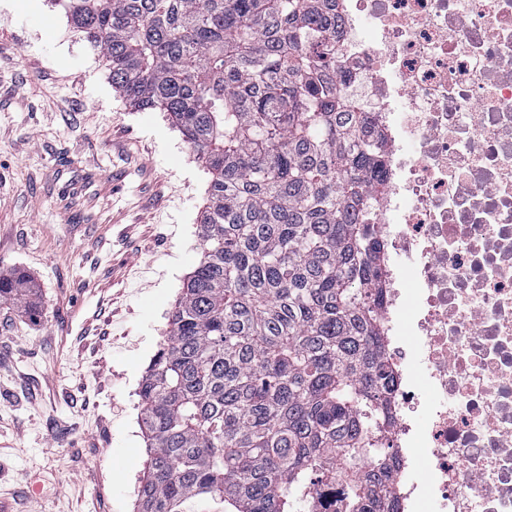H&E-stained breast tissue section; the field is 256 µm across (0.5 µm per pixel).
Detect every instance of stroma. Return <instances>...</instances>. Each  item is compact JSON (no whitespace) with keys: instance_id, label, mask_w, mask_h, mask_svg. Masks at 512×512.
I'll list each match as a JSON object with an SVG mask.
<instances>
[{"instance_id":"stroma-1","label":"stroma","mask_w":512,"mask_h":512,"mask_svg":"<svg viewBox=\"0 0 512 512\" xmlns=\"http://www.w3.org/2000/svg\"><path fill=\"white\" fill-rule=\"evenodd\" d=\"M208 175L160 111L113 89L54 0H0V500L133 512L139 385L201 258ZM24 282L21 273L0 274V302L28 304L29 288L23 287Z\"/></svg>"}]
</instances>
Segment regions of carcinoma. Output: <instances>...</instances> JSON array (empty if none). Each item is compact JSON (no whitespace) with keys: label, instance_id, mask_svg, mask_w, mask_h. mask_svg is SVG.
I'll use <instances>...</instances> for the list:
<instances>
[{"label":"carcinoma","instance_id":"cac0c4a2","mask_svg":"<svg viewBox=\"0 0 512 512\" xmlns=\"http://www.w3.org/2000/svg\"><path fill=\"white\" fill-rule=\"evenodd\" d=\"M112 87L168 113L210 174L201 259L139 388L149 461L135 512L190 497L234 512H394L383 477L394 382L368 223L388 140L336 71L338 0H58ZM0 274V302L29 303Z\"/></svg>","mask_w":512,"mask_h":512}]
</instances>
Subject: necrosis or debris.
I'll return each mask as SVG.
<instances>
[{"instance_id": "1", "label": "necrosis or debris", "mask_w": 512, "mask_h": 512, "mask_svg": "<svg viewBox=\"0 0 512 512\" xmlns=\"http://www.w3.org/2000/svg\"><path fill=\"white\" fill-rule=\"evenodd\" d=\"M337 14L343 88L396 145L375 217L393 508L512 512V0Z\"/></svg>"}]
</instances>
